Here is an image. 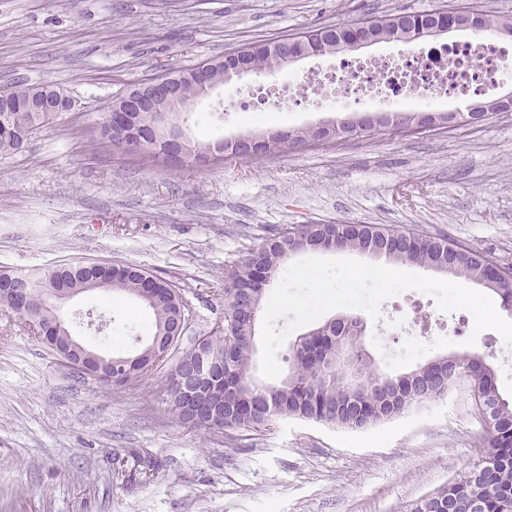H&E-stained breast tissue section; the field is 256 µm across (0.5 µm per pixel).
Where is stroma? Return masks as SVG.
I'll list each match as a JSON object with an SVG mask.
<instances>
[{
    "label": "stroma",
    "instance_id": "obj_1",
    "mask_svg": "<svg viewBox=\"0 0 512 512\" xmlns=\"http://www.w3.org/2000/svg\"><path fill=\"white\" fill-rule=\"evenodd\" d=\"M452 0H0V91L17 83L64 88L76 111L0 154V270L62 263H135L180 288L189 327L180 342L224 322L232 261L298 224H388L445 236L512 265V112L415 137L390 134L289 149L213 169L166 171L94 148L86 133L107 104L144 79L261 39ZM235 78L184 114L211 141L336 118L298 110L235 115ZM421 312L401 299L378 318L362 310L374 368L397 375L446 355L477 354L512 398V346L470 312L447 315L455 336L408 329ZM108 318L100 349L129 351L150 315L134 299L72 302ZM475 345H468V338ZM162 379L121 390L78 378L0 306V512H411L482 458V429L463 386L443 401L363 430L280 420L221 433L178 426ZM156 471H149V464Z\"/></svg>",
    "mask_w": 512,
    "mask_h": 512
}]
</instances>
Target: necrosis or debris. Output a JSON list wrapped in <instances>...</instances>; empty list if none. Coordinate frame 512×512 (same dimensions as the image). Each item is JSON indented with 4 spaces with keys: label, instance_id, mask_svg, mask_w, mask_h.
I'll list each match as a JSON object with an SVG mask.
<instances>
[{
    "label": "necrosis or debris",
    "instance_id": "1",
    "mask_svg": "<svg viewBox=\"0 0 512 512\" xmlns=\"http://www.w3.org/2000/svg\"><path fill=\"white\" fill-rule=\"evenodd\" d=\"M512 77V53L481 38L420 44L394 58H343L322 72L289 75L238 93L239 111L256 116L295 108L343 111L377 97L394 108L458 106Z\"/></svg>",
    "mask_w": 512,
    "mask_h": 512
}]
</instances>
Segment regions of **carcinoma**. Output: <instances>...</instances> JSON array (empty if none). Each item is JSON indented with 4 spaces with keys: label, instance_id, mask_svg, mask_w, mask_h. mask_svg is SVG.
Here are the masks:
<instances>
[{
    "label": "carcinoma",
    "instance_id": "cac0c4a2",
    "mask_svg": "<svg viewBox=\"0 0 512 512\" xmlns=\"http://www.w3.org/2000/svg\"><path fill=\"white\" fill-rule=\"evenodd\" d=\"M400 22L399 42L410 44L425 39L423 32L428 12H411L377 18L380 23ZM345 31L339 25H326L297 33L288 39V47L311 51L321 44L339 40ZM281 42L257 41L246 51L232 49L221 60L228 65L250 64L258 72L280 69L278 50ZM199 95L198 87L184 82L177 96L164 103L170 110L180 100ZM51 120L47 112L4 111L0 108V153L22 150L30 136ZM192 148L210 147L217 166L229 157L243 155L228 144L211 146V141L189 135ZM318 137L309 129L287 131L268 142L258 144L254 156L272 155L288 148L316 146ZM169 151L168 144L151 132L142 136L138 160L155 165ZM298 238L316 240L337 251H350L396 264L419 265L454 279L486 288L512 312V267L508 276L490 278L487 269L495 264L481 252L445 237L402 230L387 224H300L270 236L256 249L234 261L224 286V326L210 332L208 356L224 360V418L200 429L268 428L280 418H295L332 424L350 430L366 429L398 417L406 411L448 394V377L456 369L465 370L474 414L485 427L484 461L443 489L422 498L412 512H512V399L498 389L494 368L480 357L444 356L435 364L426 363L413 370L414 376L380 373L372 368L361 348L363 324L356 317L341 315L328 326L317 327L298 337L291 350L292 365L277 384L259 381L253 373L254 338L258 315L281 265L294 254ZM92 274L83 264L58 265L30 274L12 273L16 283L33 290L36 302L48 309L52 288H76ZM161 276L136 264L121 263L112 275V287L106 294L138 298L142 281ZM179 289L162 280L160 290L140 301L152 315L154 336L169 333L173 326ZM158 373L174 376L170 359L156 364L143 361L113 380L112 389L148 379ZM176 423L190 427L179 403L178 392L166 402Z\"/></svg>",
    "mask_w": 512,
    "mask_h": 512
}]
</instances>
